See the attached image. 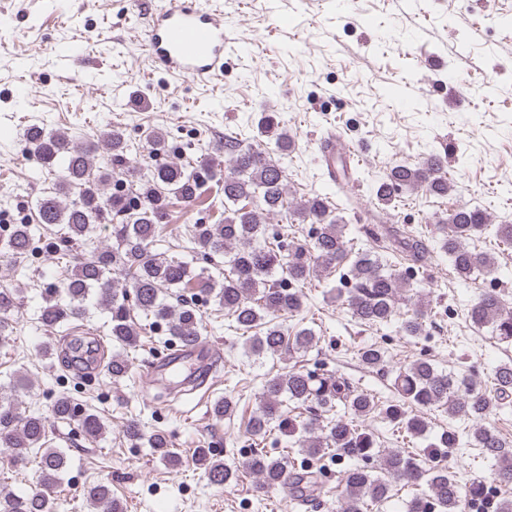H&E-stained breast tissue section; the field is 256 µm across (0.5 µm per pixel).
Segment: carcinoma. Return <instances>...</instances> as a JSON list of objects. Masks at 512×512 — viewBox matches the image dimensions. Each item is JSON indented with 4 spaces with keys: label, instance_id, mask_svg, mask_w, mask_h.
Returning <instances> with one entry per match:
<instances>
[{
    "label": "carcinoma",
    "instance_id": "obj_1",
    "mask_svg": "<svg viewBox=\"0 0 512 512\" xmlns=\"http://www.w3.org/2000/svg\"><path fill=\"white\" fill-rule=\"evenodd\" d=\"M261 134L274 143L279 154L290 151L292 139L280 130L275 116L264 117ZM28 142L44 169L56 173L53 191L36 201L37 223L58 228L56 236L68 250L92 241L97 225H112V244L97 247L90 257L76 261L59 282L46 285L47 306L40 323L48 330L66 318L84 316L93 305L111 315L110 336L122 348L138 343L139 331L133 320L136 310L163 324L172 342L190 346L201 338L200 310L191 300L173 305L168 295L174 288L198 287L224 311L231 327L247 336V353L260 357L305 350L316 339L314 330L299 328L291 334L279 318L303 310V287L308 279L340 267L351 256L347 272L351 287L345 302L352 317L365 326L395 321L406 336L425 333L427 296L410 293L407 277L378 253L359 248L354 239L346 238V224L326 198L316 194L299 202L288 200L285 169L266 146H244L236 137L226 138L224 151L229 159L224 178L218 180L221 161L213 157L192 162L184 159L185 147L170 142L160 129L143 131L148 162L142 167L129 158L131 145L125 130L118 126L103 134L98 145L77 146L65 133L40 127L30 129ZM101 145L107 159L100 167L95 164V153ZM61 158L64 165L58 171ZM213 180L217 193L224 195V212L213 224L193 225V257L201 267L152 252L151 246L162 237L167 224L171 200L191 203ZM403 190L448 195L451 184L443 158L432 155L414 167H392L377 184L375 196L388 206ZM271 216L291 224L316 225L312 243L283 245L278 240L281 232H270ZM489 224L484 211L466 206L438 221L439 249L463 280L495 269L494 258L467 246V241L480 236ZM34 249L28 223L15 224L0 235L2 262L24 259ZM390 249L409 257L418 269L426 267L431 258L426 240L416 236L393 233ZM21 292L20 288H0V344L9 341ZM401 300L413 303L411 311H398ZM468 317L478 327L491 326L500 342L512 344V311L504 308L497 293L481 294L469 307ZM359 359L369 368L382 370L385 350L374 344L365 346ZM104 369L115 382L128 374L130 363L117 352ZM493 380L495 388L490 393L466 374L440 370L426 359H417L396 370L392 386L397 399L381 409L374 395L343 376L320 377L294 367L266 378L259 407L249 417L246 429L256 440L265 438L272 424L285 423L283 406L289 402L311 414L312 418L302 423L301 451L311 456L328 454L337 462L344 457L364 462L341 474L342 512H366L368 506L386 501L393 485L418 486L422 482L428 490L406 502L405 512H459L463 499L483 496L484 485L462 484L444 464L424 468L418 458L402 450L378 449L363 421L380 409L396 428L416 437L428 429L425 411L441 408L452 419L473 423L465 435L485 458L495 462L493 479L498 486L508 488L512 486V445L485 420L494 407L512 396V364L496 367ZM203 383L188 374L155 390L153 397L173 401ZM31 389V380L18 376L10 380L8 389L0 391V448L14 465L40 456V489L25 497L0 492V512H59L58 476L66 469L68 457L51 446L45 419L23 409ZM53 413L75 424L89 441L106 432L97 414L65 394L54 401ZM465 435L448 429L430 454L436 457L445 448H461ZM148 443L160 461L172 467L181 464V456L164 433H153ZM192 455L210 483L226 485L234 478L213 449L201 446L193 449ZM375 455L380 459L377 471L366 465ZM242 468L260 485L285 490L294 506L317 507L322 482L320 472L311 466H298L287 455L274 458L263 448H253ZM84 494L102 512H123L105 484L89 485Z\"/></svg>",
    "mask_w": 512,
    "mask_h": 512
}]
</instances>
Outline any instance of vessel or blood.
<instances>
[{"label": "vessel or blood", "mask_w": 512, "mask_h": 512, "mask_svg": "<svg viewBox=\"0 0 512 512\" xmlns=\"http://www.w3.org/2000/svg\"><path fill=\"white\" fill-rule=\"evenodd\" d=\"M152 14V22L141 31V40L155 65L168 74L195 80L223 73L227 55L224 22L210 0H153ZM352 153V148L328 140L322 150L325 171L335 173L337 160H350ZM216 354L214 346L201 340L152 361L144 375L150 381L167 380Z\"/></svg>", "instance_id": "1"}]
</instances>
